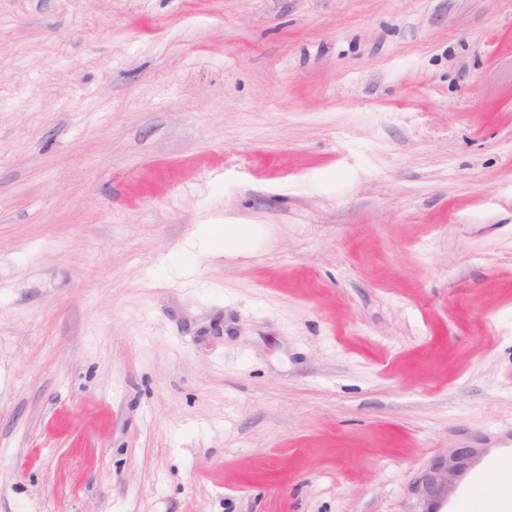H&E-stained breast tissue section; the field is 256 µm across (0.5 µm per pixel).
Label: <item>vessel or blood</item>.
Segmentation results:
<instances>
[{
	"label": "vessel or blood",
	"mask_w": 512,
	"mask_h": 512,
	"mask_svg": "<svg viewBox=\"0 0 512 512\" xmlns=\"http://www.w3.org/2000/svg\"><path fill=\"white\" fill-rule=\"evenodd\" d=\"M502 473L496 483L483 481L485 471ZM448 512H512V434L501 439L462 478Z\"/></svg>",
	"instance_id": "b4317fda"
}]
</instances>
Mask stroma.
Segmentation results:
<instances>
[{"label": "stroma", "mask_w": 512, "mask_h": 512, "mask_svg": "<svg viewBox=\"0 0 512 512\" xmlns=\"http://www.w3.org/2000/svg\"><path fill=\"white\" fill-rule=\"evenodd\" d=\"M512 430V0H0V512H416ZM474 452V448H458L434 462L426 472L418 477L415 481L414 491L420 500L422 509L417 512H436L435 504L445 496L448 497V487L467 467Z\"/></svg>", "instance_id": "35a3bbf8"}]
</instances>
